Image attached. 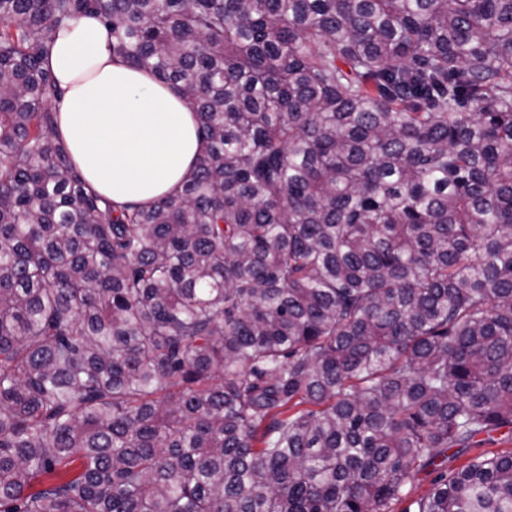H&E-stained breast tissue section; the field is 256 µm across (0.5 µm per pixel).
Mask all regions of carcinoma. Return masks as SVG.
<instances>
[{"label":"carcinoma","mask_w":512,"mask_h":512,"mask_svg":"<svg viewBox=\"0 0 512 512\" xmlns=\"http://www.w3.org/2000/svg\"><path fill=\"white\" fill-rule=\"evenodd\" d=\"M82 15L177 194L73 162ZM511 441L512 0H0V512H512ZM44 67L63 91V141L91 188L117 204L181 190L203 151L195 113L152 72L113 58L96 18L62 25Z\"/></svg>","instance_id":"carcinoma-1"}]
</instances>
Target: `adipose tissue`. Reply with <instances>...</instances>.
<instances>
[{"mask_svg":"<svg viewBox=\"0 0 512 512\" xmlns=\"http://www.w3.org/2000/svg\"><path fill=\"white\" fill-rule=\"evenodd\" d=\"M45 67L63 91V141L91 188L117 204L181 190L203 151L185 98L113 57L106 29L90 16L56 31Z\"/></svg>","mask_w":512,"mask_h":512,"instance_id":"1","label":"adipose tissue"}]
</instances>
